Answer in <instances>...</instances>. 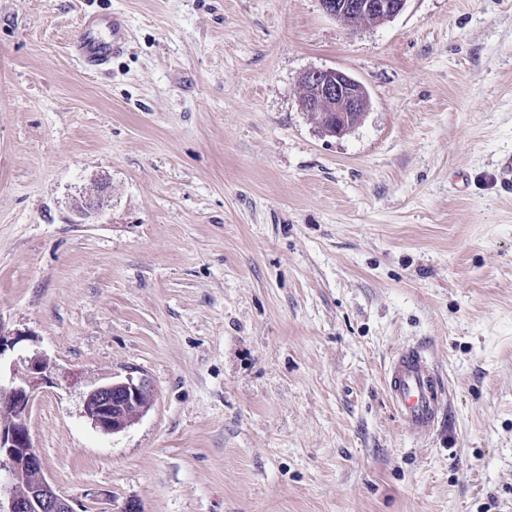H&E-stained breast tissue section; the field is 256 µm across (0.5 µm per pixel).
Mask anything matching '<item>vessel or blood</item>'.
I'll return each instance as SVG.
<instances>
[{
	"mask_svg": "<svg viewBox=\"0 0 512 512\" xmlns=\"http://www.w3.org/2000/svg\"><path fill=\"white\" fill-rule=\"evenodd\" d=\"M126 37L123 17L117 14L88 17L72 46L81 65L89 70L106 66ZM387 391L400 419L417 436L431 433L446 411V393L439 372L423 346L402 348L387 372Z\"/></svg>",
	"mask_w": 512,
	"mask_h": 512,
	"instance_id": "1",
	"label": "vessel or blood"
}]
</instances>
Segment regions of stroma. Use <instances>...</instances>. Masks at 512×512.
<instances>
[{
  "instance_id": "1",
  "label": "stroma",
  "mask_w": 512,
  "mask_h": 512,
  "mask_svg": "<svg viewBox=\"0 0 512 512\" xmlns=\"http://www.w3.org/2000/svg\"><path fill=\"white\" fill-rule=\"evenodd\" d=\"M116 12L106 70L70 46ZM370 106L323 135L299 78ZM512 0H0V380L84 512H512ZM106 183L92 218L83 197ZM426 348L427 438L385 371ZM145 380L123 432L88 392ZM407 0H320L323 11L342 22L354 19L355 27L381 24L397 17ZM302 94L301 107L306 112H336L343 123L336 126V132H324L331 136L345 135L363 119L369 107L366 88L352 76L339 69H312L300 77ZM352 117L348 118L347 113ZM355 116V119H353ZM387 391L400 419L417 436L431 433L445 415V388L423 346H408L394 355Z\"/></svg>"
}]
</instances>
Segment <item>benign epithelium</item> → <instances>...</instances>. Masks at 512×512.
Segmentation results:
<instances>
[{
    "label": "benign epithelium",
    "mask_w": 512,
    "mask_h": 512,
    "mask_svg": "<svg viewBox=\"0 0 512 512\" xmlns=\"http://www.w3.org/2000/svg\"><path fill=\"white\" fill-rule=\"evenodd\" d=\"M407 0H320L323 11L354 25L381 24L397 17ZM307 112H334L343 118L334 136L345 135L363 119L369 107L366 88L339 69H312L300 77ZM108 186L99 183L84 197L81 212L89 217L103 205ZM46 363L35 359L21 384L0 385V512H76L71 500L61 495L43 475V460L33 448L28 417L33 393L45 380ZM153 403L148 384L127 378L98 386L88 392L84 413L107 433H118L143 416Z\"/></svg>",
    "instance_id": "7a95c632"
}]
</instances>
